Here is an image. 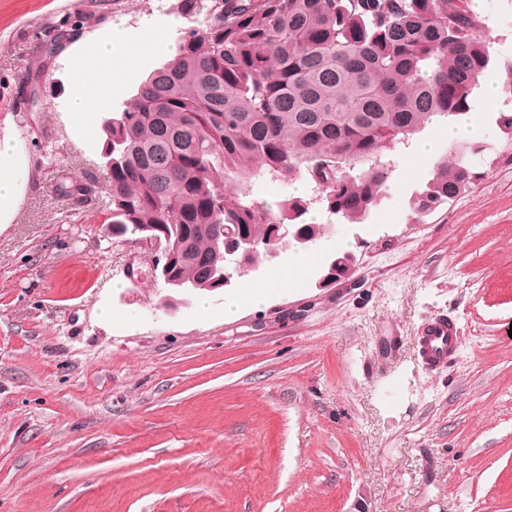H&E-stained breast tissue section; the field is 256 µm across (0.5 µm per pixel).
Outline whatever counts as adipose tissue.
<instances>
[{"instance_id": "obj_1", "label": "adipose tissue", "mask_w": 512, "mask_h": 512, "mask_svg": "<svg viewBox=\"0 0 512 512\" xmlns=\"http://www.w3.org/2000/svg\"><path fill=\"white\" fill-rule=\"evenodd\" d=\"M174 32L170 26H152L141 30L134 40H127L120 29H110L95 40L75 44L70 52L68 110L75 131L91 126L94 114L100 112L112 95L113 87L122 85L141 55H174ZM28 161L15 138H0V223L13 219L20 201L23 176ZM297 267L271 271L262 283L244 285L237 296L224 305L225 317L236 313L240 302L263 303L275 290H286L293 284Z\"/></svg>"}]
</instances>
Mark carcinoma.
Returning a JSON list of instances; mask_svg holds the SVG:
<instances>
[{"instance_id":"obj_1","label":"carcinoma","mask_w":512,"mask_h":512,"mask_svg":"<svg viewBox=\"0 0 512 512\" xmlns=\"http://www.w3.org/2000/svg\"><path fill=\"white\" fill-rule=\"evenodd\" d=\"M211 3L102 126L112 224L158 233L177 255L173 277L198 291L233 259L231 232L253 244L254 266L273 224L304 231L297 249L315 243V202L341 224L365 223L389 194L396 146L468 114L496 66L466 0ZM486 149L438 160L408 200L414 219L465 193L470 156ZM260 174L303 177L316 199L286 195L271 208L247 188Z\"/></svg>"}]
</instances>
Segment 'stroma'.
<instances>
[{"label": "stroma", "instance_id": "1", "mask_svg": "<svg viewBox=\"0 0 512 512\" xmlns=\"http://www.w3.org/2000/svg\"><path fill=\"white\" fill-rule=\"evenodd\" d=\"M155 0H0V135L30 166L0 224V512H512V99L474 94L469 190L423 222L408 198L451 151L432 124L395 152L363 224L324 227L304 252L207 292V309L151 270L158 253L113 235L99 149L72 134L54 31L138 32ZM476 15L504 80L512 0ZM429 141L432 151L417 148ZM91 184L75 198L65 184ZM352 252L349 279L320 280ZM303 254L295 286L225 302ZM462 344L427 369L431 316Z\"/></svg>", "mask_w": 512, "mask_h": 512}]
</instances>
